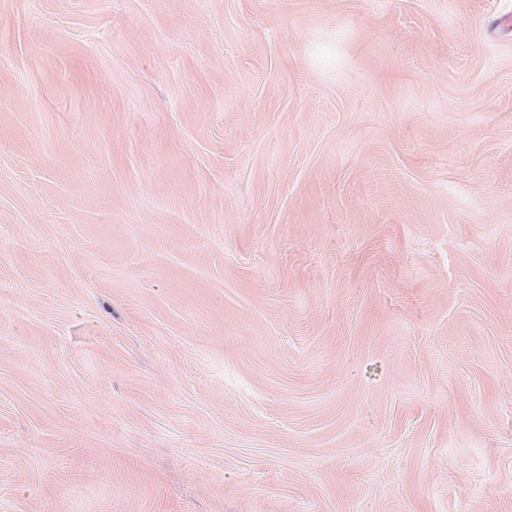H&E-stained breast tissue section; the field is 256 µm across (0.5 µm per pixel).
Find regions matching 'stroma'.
I'll return each mask as SVG.
<instances>
[{"label":"stroma","instance_id":"1","mask_svg":"<svg viewBox=\"0 0 512 512\" xmlns=\"http://www.w3.org/2000/svg\"><path fill=\"white\" fill-rule=\"evenodd\" d=\"M512 0H0V512H512Z\"/></svg>","mask_w":512,"mask_h":512}]
</instances>
